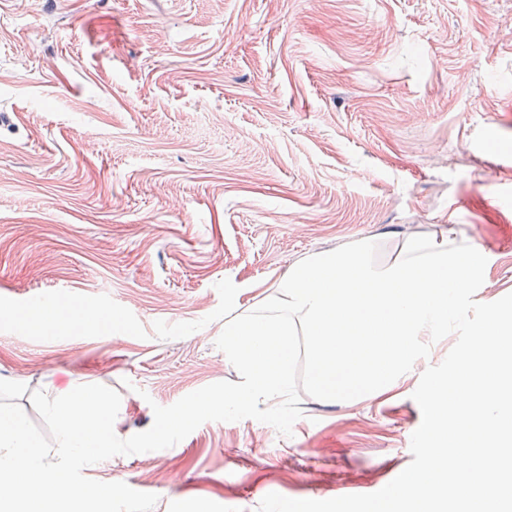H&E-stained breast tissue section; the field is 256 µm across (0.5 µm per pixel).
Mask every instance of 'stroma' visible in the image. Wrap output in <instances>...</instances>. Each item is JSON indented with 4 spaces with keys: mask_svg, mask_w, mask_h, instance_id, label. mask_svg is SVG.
Segmentation results:
<instances>
[{
    "mask_svg": "<svg viewBox=\"0 0 512 512\" xmlns=\"http://www.w3.org/2000/svg\"><path fill=\"white\" fill-rule=\"evenodd\" d=\"M450 229L494 254L476 300L512 293V0H0V379L116 389L125 439L239 382L225 322L307 256ZM48 305L101 325L19 324ZM419 378L84 474L153 512L373 493L412 460Z\"/></svg>",
    "mask_w": 512,
    "mask_h": 512,
    "instance_id": "1",
    "label": "stroma"
}]
</instances>
